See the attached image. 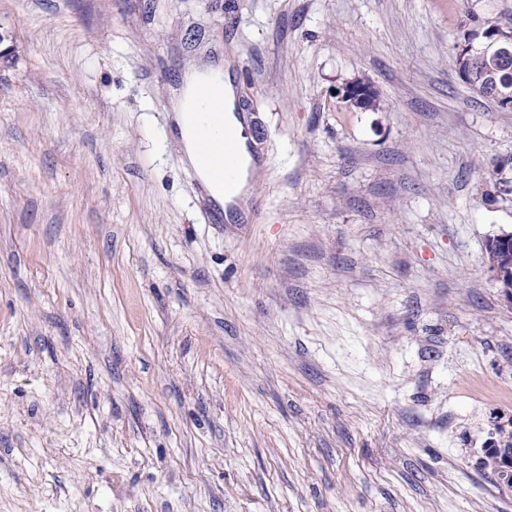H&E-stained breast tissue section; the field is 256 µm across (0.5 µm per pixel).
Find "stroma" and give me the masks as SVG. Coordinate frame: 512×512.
<instances>
[{
    "mask_svg": "<svg viewBox=\"0 0 512 512\" xmlns=\"http://www.w3.org/2000/svg\"><path fill=\"white\" fill-rule=\"evenodd\" d=\"M460 9L0 0V512H512V108ZM202 55L254 117L243 224L170 130ZM482 31L467 32V41H475L480 36L484 39L482 43H471L470 51L461 61L457 58V65L461 68L459 70L460 77L466 82L470 88L483 97H488L486 87L489 83L497 86L498 92L501 94H511L512 96V62L505 64L500 63L499 60L494 58V50L488 48V42L484 38V34L490 30L499 29L500 25L496 21H485L482 24ZM474 57H480L483 62L480 67L474 68L470 64V60ZM496 248L486 251L488 269L493 279L502 289L503 296L508 304L512 305V280L504 276L503 265L507 268V274H510V259L512 256V232L502 231L497 234ZM505 258V260H504ZM504 260V264H503ZM509 268V270H508ZM498 455L488 456L487 448H483L482 465L490 469L501 487L512 489V449L497 448ZM503 449V450H502Z\"/></svg>",
    "mask_w": 512,
    "mask_h": 512,
    "instance_id": "1",
    "label": "stroma"
}]
</instances>
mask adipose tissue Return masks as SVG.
Here are the masks:
<instances>
[{"instance_id": "adipose-tissue-1", "label": "adipose tissue", "mask_w": 512, "mask_h": 512, "mask_svg": "<svg viewBox=\"0 0 512 512\" xmlns=\"http://www.w3.org/2000/svg\"><path fill=\"white\" fill-rule=\"evenodd\" d=\"M204 82L214 84L224 91V130L236 138L240 149H247L249 137L247 130L249 122L235 113V91L231 80L226 79L225 70L221 63H196L186 69L182 75L179 87L171 95V110L173 120L179 130V142L188 165L193 169L204 185H211L209 173L200 165L196 150L195 139L197 134L195 117L184 112L183 106L187 99L194 94L196 87Z\"/></svg>"}]
</instances>
